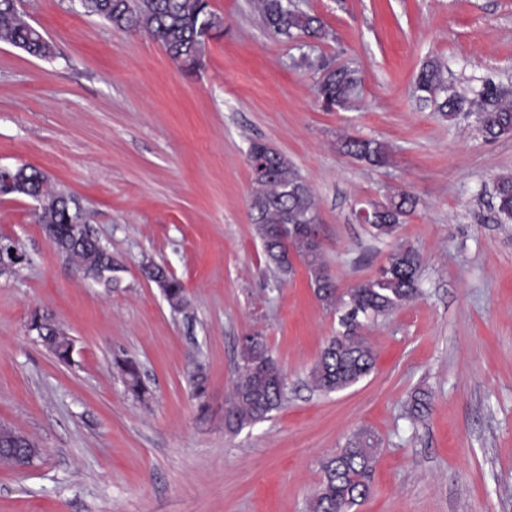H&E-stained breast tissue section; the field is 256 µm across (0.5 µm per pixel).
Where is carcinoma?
Listing matches in <instances>:
<instances>
[{
    "instance_id": "obj_1",
    "label": "carcinoma",
    "mask_w": 512,
    "mask_h": 512,
    "mask_svg": "<svg viewBox=\"0 0 512 512\" xmlns=\"http://www.w3.org/2000/svg\"><path fill=\"white\" fill-rule=\"evenodd\" d=\"M265 28L276 38L290 41L304 36L327 37L324 23L286 0H255ZM84 10L119 29H140L158 41L167 54L183 67L196 68L206 42L224 27V20L210 7L209 0H84ZM16 0H0V43L19 48L40 59L54 56V45L39 30L19 19ZM301 64L320 73L316 94L325 107H344L363 92L362 79L348 67H334L323 59L304 57ZM416 91L440 97L438 111L450 120L464 111L467 98L448 87L441 62L432 59L422 67L416 79ZM482 99L479 127L488 140L512 133V92L499 89L488 80L479 93ZM266 157V172L251 174V218L264 248L267 266L276 281L283 283L294 268L286 255L293 252L306 266L309 284L317 299L339 313L341 330L323 348L309 372L312 387L325 394L342 391L366 377L374 368L375 354L357 328L375 322L402 307L419 294L421 256L413 248L395 247L387 258V267L357 286L341 292L329 273L321 244L311 238L315 233L316 207L309 187L281 153L264 143L253 141ZM339 150L374 166L388 162L386 146L373 138L345 136ZM16 194L28 197L40 206V223L68 224L76 214L75 200L61 189L48 185L39 170L19 165L13 168ZM496 211L503 224L512 223V175H500L494 184ZM385 206V221L373 225L376 237L392 235L404 216L414 207L413 198L401 192ZM68 255L80 265L94 270L105 264L109 251L99 244L83 224V231L71 240ZM145 277L162 288L170 307L182 312L187 308L182 282L161 265L144 266ZM44 333L41 342L60 362L69 363V338L62 335L51 318L41 315ZM115 367L127 390L137 399L146 398L147 387L139 363L131 358L115 359ZM286 376L270 354L263 336L243 337L237 376L231 399L225 410L227 428L238 432L262 422L277 410L286 394ZM40 455L37 446L24 448L18 456L0 455V464L15 467L32 462ZM375 442L367 434H357L344 450L329 457L322 466L323 479L309 503V512H349L369 492Z\"/></svg>"
}]
</instances>
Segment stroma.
I'll return each instance as SVG.
<instances>
[{
	"label": "stroma",
	"instance_id": "1",
	"mask_svg": "<svg viewBox=\"0 0 512 512\" xmlns=\"http://www.w3.org/2000/svg\"><path fill=\"white\" fill-rule=\"evenodd\" d=\"M210 4L224 31L193 72L77 0L21 2L53 58L0 43V166H33L70 193L125 265L112 287L92 282L49 244L33 200L0 196V237L27 255L0 268V424L41 450L29 468L0 466V512H308L323 462L361 431L377 454L351 512H512V224L491 197L512 173V135L486 139L475 116L444 119L415 90L432 58L470 96L511 84L512 0H299L329 32L305 43L274 39L251 0ZM305 55L358 69L361 98L326 109ZM345 135L384 142L388 164L340 153ZM254 141L311 187L339 290L396 246L421 256L420 296L365 326L375 366L345 390L307 383L338 317L303 263L282 284L267 267L249 208ZM397 192L415 208L374 237L360 211ZM148 262L183 282L187 312L142 276ZM35 311L66 329L71 363L29 332ZM255 332L287 399L233 433L224 409ZM117 356L139 363L146 400ZM414 394L429 397L418 421Z\"/></svg>",
	"mask_w": 512,
	"mask_h": 512
}]
</instances>
